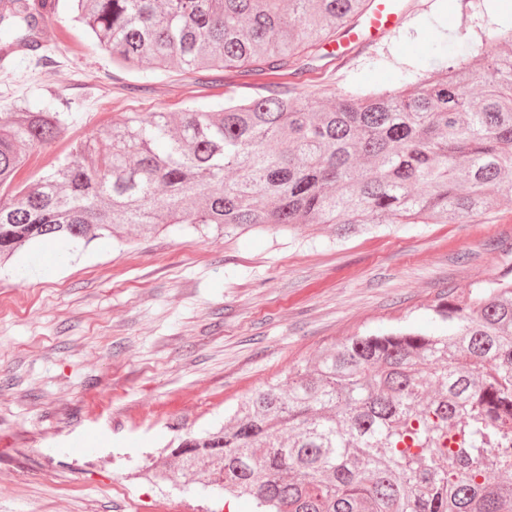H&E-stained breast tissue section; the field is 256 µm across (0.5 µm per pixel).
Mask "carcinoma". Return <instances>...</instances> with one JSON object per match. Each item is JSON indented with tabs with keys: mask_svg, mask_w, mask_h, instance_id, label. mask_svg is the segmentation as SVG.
Wrapping results in <instances>:
<instances>
[{
	"mask_svg": "<svg viewBox=\"0 0 512 512\" xmlns=\"http://www.w3.org/2000/svg\"><path fill=\"white\" fill-rule=\"evenodd\" d=\"M112 65L145 80L173 68L236 72L264 94L136 113L75 141L8 201L0 260L29 242L75 250L181 225L232 238L273 224L341 234L379 224H465L512 205V28L433 41L434 81L403 70L392 91L322 98L288 79L297 50L340 40L371 0H64ZM47 0H0V56L46 43ZM485 55L486 67L468 69ZM78 113L22 101L0 122V188ZM453 336H350L269 383L155 471L254 512H512V282L435 306ZM496 477H491V474Z\"/></svg>",
	"mask_w": 512,
	"mask_h": 512,
	"instance_id": "carcinoma-1",
	"label": "carcinoma"
}]
</instances>
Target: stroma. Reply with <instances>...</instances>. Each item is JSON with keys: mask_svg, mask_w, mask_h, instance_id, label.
Segmentation results:
<instances>
[{"mask_svg": "<svg viewBox=\"0 0 512 512\" xmlns=\"http://www.w3.org/2000/svg\"><path fill=\"white\" fill-rule=\"evenodd\" d=\"M398 27L343 64L306 48L298 88L332 96L387 87L430 42L512 24L502 0H402ZM44 58L0 62V121L15 101L73 99L79 121L34 153L14 186L131 112L178 113L260 95L250 79L116 71L57 10ZM67 59V73L56 63ZM512 278V209L466 224H388L339 239L273 228L233 239L175 231L96 240L71 254L31 245L0 265V512H254L180 482L132 479L177 435L223 425L289 369L349 336L399 327L453 335L432 307L448 290Z\"/></svg>", "mask_w": 512, "mask_h": 512, "instance_id": "obj_1", "label": "stroma"}]
</instances>
